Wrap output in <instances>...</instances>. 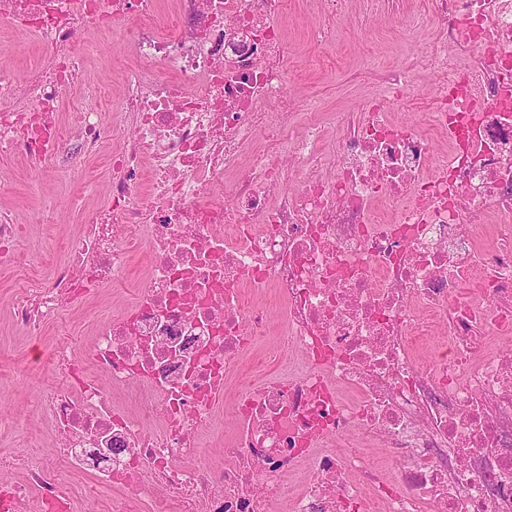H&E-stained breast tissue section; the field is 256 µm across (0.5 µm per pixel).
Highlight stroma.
I'll return each mask as SVG.
<instances>
[{
  "label": "stroma",
  "mask_w": 512,
  "mask_h": 512,
  "mask_svg": "<svg viewBox=\"0 0 512 512\" xmlns=\"http://www.w3.org/2000/svg\"><path fill=\"white\" fill-rule=\"evenodd\" d=\"M294 2L287 28L296 53L286 61L287 84L312 91L321 111H358L379 92L387 66L396 57L409 67L415 90L424 97L432 94L435 79L418 62L422 45L438 36L428 15L429 0H417L418 15H406L400 22L393 21L389 10L374 9L370 0H352L353 14L363 17L364 23L349 39L325 48L333 64L329 71L315 65L304 38L305 30L317 22L308 0ZM75 48L84 59L82 80L88 84H118L119 66L131 63L129 47L114 31H85L77 36ZM38 55L39 44L33 35L0 25V67L12 69L20 78ZM107 182L101 159L88 162L83 173L70 180L34 171L21 160L0 162V208L11 209L25 226L19 245L42 278H49L54 265L64 259L55 240L78 231L80 206L93 207L106 200ZM40 209L49 212L56 226L54 237H47L43 225L34 222L33 215ZM19 281L18 274L0 271V454L13 457L28 453L21 439L27 428L38 430L44 448H52L55 442L36 403L50 377L45 370L25 365L26 358L38 356L52 338L34 339L13 326L6 301Z\"/></svg>",
  "instance_id": "35a3bbf8"
}]
</instances>
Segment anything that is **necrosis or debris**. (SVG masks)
Masks as SVG:
<instances>
[{"mask_svg":"<svg viewBox=\"0 0 512 512\" xmlns=\"http://www.w3.org/2000/svg\"><path fill=\"white\" fill-rule=\"evenodd\" d=\"M288 0H0L38 37L25 78L0 70V157L82 172L110 192L46 285L11 299L43 336L105 290L91 344L43 364L52 456L0 457V512H80L62 480L91 475L110 512H512V0H431L443 37L426 126L401 65L343 129L286 88ZM90 26L134 47L120 110L94 86L59 107ZM0 210V271L24 272ZM145 257V279L127 275ZM282 305L272 323L267 304ZM220 461L204 450L216 418ZM381 440L397 469L342 439Z\"/></svg>","mask_w":512,"mask_h":512,"instance_id":"obj_1","label":"necrosis or debris"}]
</instances>
